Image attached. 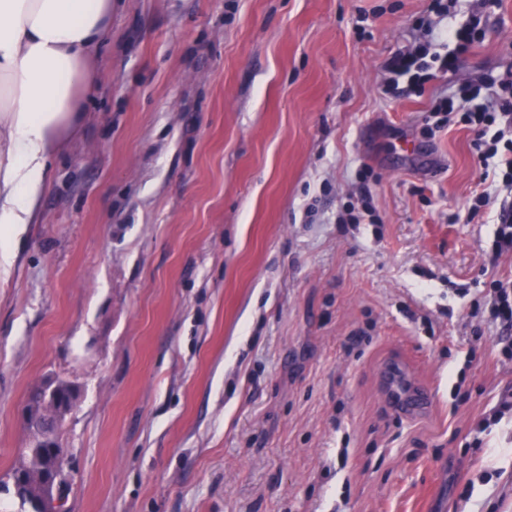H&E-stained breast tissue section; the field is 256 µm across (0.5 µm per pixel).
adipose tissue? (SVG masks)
I'll list each match as a JSON object with an SVG mask.
<instances>
[{
    "label": "adipose tissue",
    "mask_w": 512,
    "mask_h": 512,
    "mask_svg": "<svg viewBox=\"0 0 512 512\" xmlns=\"http://www.w3.org/2000/svg\"><path fill=\"white\" fill-rule=\"evenodd\" d=\"M112 0H0V268L38 223L51 157L83 122Z\"/></svg>",
    "instance_id": "obj_1"
}]
</instances>
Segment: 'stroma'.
I'll return each instance as SVG.
<instances>
[{
  "mask_svg": "<svg viewBox=\"0 0 512 512\" xmlns=\"http://www.w3.org/2000/svg\"><path fill=\"white\" fill-rule=\"evenodd\" d=\"M431 0H112L85 120L0 274V512L35 385L79 391L67 512H512L497 203L433 98L512 69V0L396 98ZM369 196L379 221L342 224ZM433 401L394 407L388 366ZM480 23V17L475 15L467 24L448 29V38L455 45L453 51L443 58L437 55L431 57L434 60L432 62L440 61L438 67L440 72L454 69L461 58L470 51L474 42L477 41ZM488 302L490 316L499 321L503 328L512 330V278L493 279L489 283Z\"/></svg>",
  "mask_w": 512,
  "mask_h": 512,
  "instance_id": "obj_1",
  "label": "stroma"
}]
</instances>
